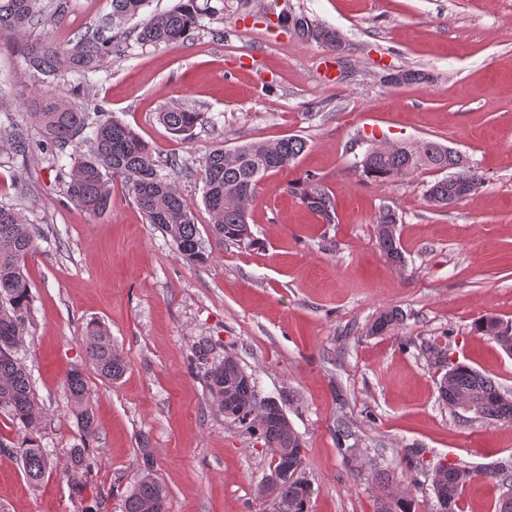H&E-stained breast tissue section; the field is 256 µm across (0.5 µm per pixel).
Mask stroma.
<instances>
[{
  "mask_svg": "<svg viewBox=\"0 0 512 512\" xmlns=\"http://www.w3.org/2000/svg\"><path fill=\"white\" fill-rule=\"evenodd\" d=\"M180 0H149L113 31L121 50L105 56L91 82L59 75V96L100 105L154 151L180 191L209 253L186 263L149 224L123 183L111 181L110 208L89 215L66 194L68 151L40 150L43 133L29 103L45 85L23 53L30 43L71 48L112 13V0H43L45 21L0 32V103L14 125L0 127V202L20 209L37 232L26 260L33 313L22 355L42 411L45 447L58 467L40 485L19 458L0 454V512H81L122 495L151 448L169 512H272L259 492L269 456L258 436L224 417L196 363L237 359L259 398H279L300 434L310 512H375V465L416 512H433L431 477L441 463L512 465V421L493 423L441 401L443 375L428 358L447 346L512 395V356L475 332L485 314L512 321V0H278L297 15L337 29L345 48L335 80L323 76L328 50L270 23L267 0H211L193 39L172 48L143 44L146 17ZM421 70L429 82L389 86L386 70ZM205 113L189 139L170 134L160 112ZM22 136L28 157L10 141ZM285 136L307 147L290 168L269 173L249 208L259 246L216 245L202 197V160L216 148ZM429 140L457 150L484 177L468 198L441 210L424 199L432 170L371 181L354 163L372 144ZM312 177L336 202L321 223L289 189ZM398 213L406 265L381 253L375 222ZM406 319L371 336L379 311ZM104 327L127 364L122 378L89 365L83 338ZM83 368L98 426L97 467L83 497L66 476L78 442L64 377ZM348 424L353 435L340 439ZM356 452L345 455L344 446ZM418 449L413 466L401 458Z\"/></svg>",
  "mask_w": 512,
  "mask_h": 512,
  "instance_id": "stroma-1",
  "label": "stroma"
}]
</instances>
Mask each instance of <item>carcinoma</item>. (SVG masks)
Here are the masks:
<instances>
[{"label":"carcinoma","instance_id":"cac0c4a2","mask_svg":"<svg viewBox=\"0 0 512 512\" xmlns=\"http://www.w3.org/2000/svg\"><path fill=\"white\" fill-rule=\"evenodd\" d=\"M148 0H112V17L101 21L95 34L82 38L69 50L45 41L27 46L31 68L51 78L61 72L83 77L98 70L101 58L113 38L104 32L139 15ZM211 7L197 0H181L173 10L150 16L139 34L141 41L178 47L189 41L201 27L203 16ZM41 0H0V31L22 32L41 23ZM288 28L304 42H315L329 51L342 48L343 37L334 28L317 24L304 15L286 18ZM72 105L63 97L45 90L43 100L34 103L32 119L44 133L45 146L52 149L73 148L74 163L68 175L67 193L90 214L106 211L111 205L107 177L118 178L149 223L160 228L171 240L179 255L189 263L207 259L197 224L186 207L174 181L161 176L155 168L152 148L130 127L111 119L95 123L92 136L80 138L88 126L90 111ZM159 120L175 136L187 137L204 121V113L188 109H171L159 113ZM307 142L298 136L277 141H255L232 149H214L204 160L202 179L203 203L212 217V236L217 244L258 245L248 222V206L255 197L260 181L270 172L293 165L304 152ZM360 172L374 181L409 175L419 169H432L444 177L431 183L425 191L428 203L448 207L459 201L454 179L466 181L472 188L483 183L479 171L463 165L460 154L433 141L384 143L368 148L359 161ZM292 193L316 214L323 223L336 221V203L320 182L307 178L291 184ZM399 218L385 207L376 230L378 245L386 258L398 267L405 266L404 251L396 236ZM37 249V237L22 213L0 205V409H6L22 430L18 444L0 441V454L21 459L27 479L37 484L54 469L53 452L45 448L38 434L41 410L36 404L31 374L19 357L31 317L30 285L24 273L25 261ZM404 316L397 309H385L371 322L368 332L381 336L394 332ZM474 331L494 340L512 355V322L494 315L480 317ZM88 361L107 379L116 380L126 370L123 357L112 349L107 332L97 328L84 339ZM210 394L220 410L231 411L230 419L245 423L260 435L270 454L271 469L286 473L273 488L274 512H309L311 488L293 477L304 474L302 441L290 423L280 402L268 403L257 398L256 381L227 357L224 363L205 370ZM66 386L74 402V413L81 444L70 450L69 466L74 474L72 492L83 494L96 467L94 455L86 442L95 436L94 418L87 404L88 385L83 369L74 367L66 376ZM441 400L449 405L468 404L476 417L486 421H512V396L501 391L489 377L467 365L448 370ZM140 476L124 499L123 512H168L167 492L153 474L154 458L149 448L140 449ZM495 480L512 490V470L472 469L466 466H439L437 479L431 481L437 512H457L463 487L476 480ZM372 481L381 486L376 512H415L413 499L393 488L390 470L372 471Z\"/></svg>","mask_w":512,"mask_h":512}]
</instances>
